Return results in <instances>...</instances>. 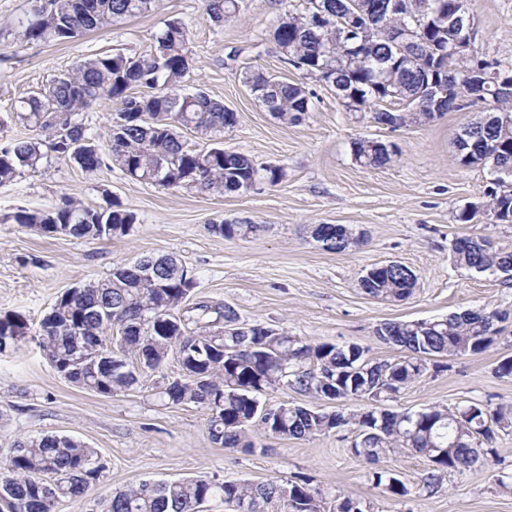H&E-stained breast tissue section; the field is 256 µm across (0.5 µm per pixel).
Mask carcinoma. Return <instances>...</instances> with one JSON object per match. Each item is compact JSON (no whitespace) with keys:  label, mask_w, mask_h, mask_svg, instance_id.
Here are the masks:
<instances>
[{"label":"carcinoma","mask_w":512,"mask_h":512,"mask_svg":"<svg viewBox=\"0 0 512 512\" xmlns=\"http://www.w3.org/2000/svg\"><path fill=\"white\" fill-rule=\"evenodd\" d=\"M158 0H35L27 24L18 32L31 43L71 42L83 34L120 23L127 17L151 11ZM241 0H206L210 18L223 25L236 20ZM396 0H308L310 9L326 21L339 24L351 5L384 20L371 28L357 50L347 43L328 44L320 38L307 14H287L273 31L275 44L297 60L303 75L335 84L342 94L359 101L358 111H369L381 126L414 122L428 111L432 99L425 83L424 66L434 65L457 84L435 109L437 116L463 108L472 98L487 101L490 112L467 124L455 141V161L465 167L496 163L512 169V93L504 95L470 77L472 60L448 58L450 43L459 37L454 27L455 0H435L439 17L424 27L401 54L395 53V36L407 24ZM193 67L187 25L172 19L155 36L153 50L142 56L104 53L79 62L48 86L21 101L16 117L37 131L33 137L0 144V184L13 181L23 168L34 169L52 152L69 158L89 175L112 161L125 175L163 189H195L234 194L250 190L253 182L278 185L286 176L280 166H257L247 155L224 151V130L237 122L235 113L203 91L182 92ZM242 82L269 112L284 124H298L310 110L311 92L302 83L278 80L258 68L242 74ZM115 108L107 131L109 151L103 153L78 120L80 113L101 100ZM189 129L212 142L206 149H189L178 130ZM354 159L367 169L389 165L398 155L396 146L364 139L353 142ZM480 213L512 224V194H488L478 205L465 207L457 216L472 222ZM19 224L35 228L50 222L62 234L102 239L125 236L136 215L117 201L94 208L74 200L49 211L20 212ZM260 225L248 220L209 225L215 235L247 237ZM311 237L328 252H344L363 243L345 224H315ZM453 262L478 274L505 275L512 280V251L493 246L487 237L454 241ZM413 271L397 261L372 266L359 277V288L378 300L406 299L415 288ZM194 278H183L173 265H160L159 276H146L137 262L112 269L105 280L71 288L57 297L39 322L38 347L56 364L66 380L95 393L113 396L139 382L142 356L151 354L157 371L172 357L180 378L153 386L169 405L194 404L209 411L211 441L224 448H251L248 433L260 427L282 439H306L351 427L358 432L352 450L377 463L391 451L402 450L425 457L429 468L420 488L429 494L442 487L445 474L472 467L480 459L483 443L500 428L512 427V406L471 402L450 409L431 405L418 411L390 412L372 406L353 414L308 406H271L260 395L279 385L291 387L317 400L359 398L382 402L420 379L428 357L478 354L500 335L498 324L512 313L483 307L436 319L387 321L374 336L404 349L405 355L389 362L365 359L363 347L351 344H310L285 332L268 333L255 325L249 335L236 333L237 311L230 305L202 301L182 313ZM9 333L23 340L30 334L28 319L20 313L0 314V336ZM99 337L118 351L123 367L107 373L99 348H82L92 368L81 377L71 374L75 334ZM13 452L0 468V512H53L56 500L80 499L99 480L104 466L91 467L97 452L65 435H39L14 440ZM373 483L385 492L405 497L409 489L384 471L372 473ZM249 512H373L371 503L345 494H333L312 485L310 477L263 483H235L207 478L174 481L142 479L98 503L95 512H197L213 497Z\"/></svg>","instance_id":"obj_1"}]
</instances>
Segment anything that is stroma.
I'll use <instances>...</instances> for the list:
<instances>
[{
  "mask_svg": "<svg viewBox=\"0 0 512 512\" xmlns=\"http://www.w3.org/2000/svg\"><path fill=\"white\" fill-rule=\"evenodd\" d=\"M33 0H0V142L28 136L14 116L29 96L78 61L98 53L139 56L150 52L166 21L190 30L193 71L188 88L201 89L237 115L224 133L227 148L259 165L284 167L275 186L259 183L239 194L167 190L126 177L117 167L88 175L69 159L48 156L37 170L0 184V313L25 314L31 328L57 296L110 276L113 267L143 255L171 254L191 272V301L233 306L241 322L287 331L311 344H357L374 361L400 351L383 344L375 327L386 321L443 317L481 306L512 311V281L456 268L450 248L461 236L491 238L512 250V224L484 216L458 222L478 201L486 168L458 166L454 143L464 126L487 112L483 101L428 123L381 126L367 112H350L333 88L285 63L272 32L285 13H304L306 0H243L238 18L223 26L210 19L205 0H158L147 13L66 43L19 44L16 32ZM479 56L512 64V0H472ZM248 67L281 80L305 81L313 107L302 122L286 125L268 112L241 81ZM358 138L396 145L391 165L361 168L352 155ZM119 199L137 222L125 236L79 239L49 236L15 220L72 198L86 205ZM247 219L260 230L223 238L208 224ZM314 224H346L364 235L363 246L323 250L310 236ZM397 261L416 276L412 294L387 303L364 294L357 280L372 265ZM512 356V319L479 354L444 358L416 383L387 401L393 412L432 404L450 408L472 401L512 404V376L495 373ZM208 412L197 405L162 406L141 389L102 396L60 377L35 341L0 354V461L14 439L56 434L74 437L98 452L105 470L80 500L64 498L54 512H91L96 502L140 479L203 477L260 483L297 474L321 487L371 502L374 512H512L500 476H512V427L483 446L480 463L445 476L435 494L420 488L424 457L392 452L370 463L352 452L346 428L306 440L253 434L254 449L212 443ZM394 473L409 489L397 499L373 484L374 470Z\"/></svg>",
  "mask_w": 512,
  "mask_h": 512,
  "instance_id": "35a3bbf8",
  "label": "stroma"
}]
</instances>
